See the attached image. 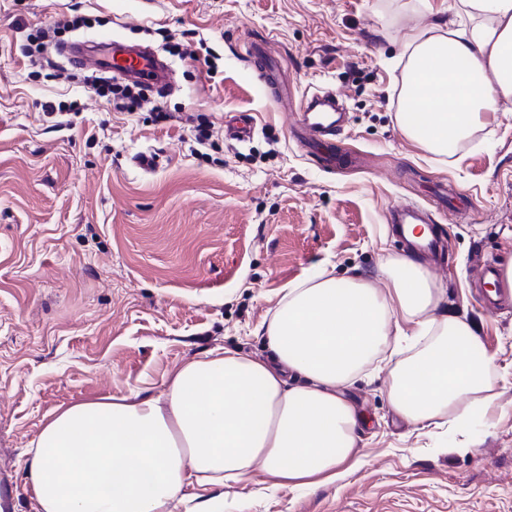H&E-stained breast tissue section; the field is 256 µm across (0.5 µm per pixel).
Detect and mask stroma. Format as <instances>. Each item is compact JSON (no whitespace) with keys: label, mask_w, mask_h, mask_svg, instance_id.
Listing matches in <instances>:
<instances>
[{"label":"stroma","mask_w":512,"mask_h":512,"mask_svg":"<svg viewBox=\"0 0 512 512\" xmlns=\"http://www.w3.org/2000/svg\"><path fill=\"white\" fill-rule=\"evenodd\" d=\"M457 0H0V512H33L25 451L61 408L137 391L212 348L271 360L284 290L325 269L387 290L379 260L410 249L386 219L431 210L445 247L421 259L439 310L469 323L497 373L485 426L421 429L391 408L389 370L346 396L366 416L360 464L299 490L263 473L205 486L171 512H512V292L480 309L478 267L512 260V99L444 155L403 131L407 34L448 27ZM83 17L63 42L152 48L172 87L117 112L59 59L36 73L33 29ZM261 43L288 99L271 102L245 55ZM191 57H184V50ZM331 90L353 168H320L291 137L303 94ZM75 101L80 112H49ZM172 118L155 119L154 105ZM245 112L249 138L229 137ZM209 125V140L197 138ZM446 181L459 207H434Z\"/></svg>","instance_id":"stroma-1"}]
</instances>
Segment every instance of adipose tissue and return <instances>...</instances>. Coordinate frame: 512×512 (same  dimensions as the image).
Returning <instances> with one entry per match:
<instances>
[{
  "mask_svg": "<svg viewBox=\"0 0 512 512\" xmlns=\"http://www.w3.org/2000/svg\"><path fill=\"white\" fill-rule=\"evenodd\" d=\"M405 133L450 145L512 97V0H459L453 29L406 41ZM387 292L320 271L286 288L268 327L274 361L212 349L181 365L156 397L132 394L61 408L26 451L35 512H170L193 485L262 470L275 486L335 481L355 463L365 418L343 386L379 364L394 317L413 354L391 369L395 412L423 424L484 416L495 363L464 321L438 313L429 272L387 256Z\"/></svg>",
  "mask_w": 512,
  "mask_h": 512,
  "instance_id": "obj_1",
  "label": "adipose tissue"
}]
</instances>
